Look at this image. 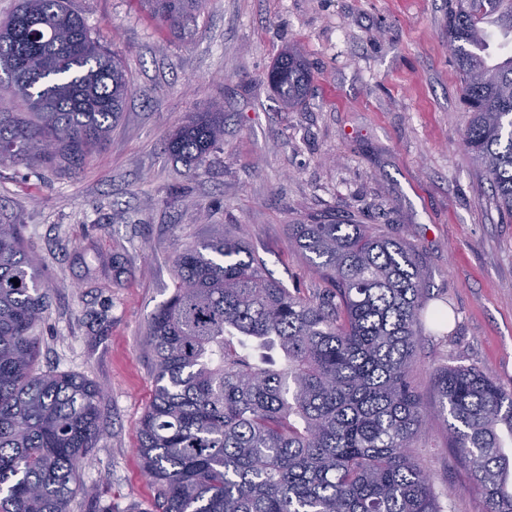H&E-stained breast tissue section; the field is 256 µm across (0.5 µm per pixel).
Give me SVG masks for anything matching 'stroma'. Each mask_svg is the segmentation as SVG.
I'll list each match as a JSON object with an SVG mask.
<instances>
[{
    "label": "stroma",
    "mask_w": 512,
    "mask_h": 512,
    "mask_svg": "<svg viewBox=\"0 0 512 512\" xmlns=\"http://www.w3.org/2000/svg\"><path fill=\"white\" fill-rule=\"evenodd\" d=\"M121 56L134 93L107 147L79 174L0 165V223L22 225L51 306L44 370L102 390L108 432L78 468L74 512H154L137 455L152 390L148 322L173 291L183 245L223 225L287 288L328 283L289 225L355 215L414 245L443 327L427 325L414 373L477 367L512 387V223L463 147L469 114L448 51V0H209L188 30L160 29L135 0H71ZM297 47L313 82L279 107L266 74ZM224 110V142L198 174L163 149L186 116ZM449 512H485L439 418L417 450Z\"/></svg>",
    "instance_id": "obj_1"
}]
</instances>
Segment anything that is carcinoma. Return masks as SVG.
I'll use <instances>...</instances> for the list:
<instances>
[{"instance_id": "cac0c4a2", "label": "carcinoma", "mask_w": 512, "mask_h": 512, "mask_svg": "<svg viewBox=\"0 0 512 512\" xmlns=\"http://www.w3.org/2000/svg\"><path fill=\"white\" fill-rule=\"evenodd\" d=\"M139 2L176 35L208 0ZM495 33L512 35V0H449L465 150L512 217V53L486 55ZM267 82L291 110L311 72L288 50ZM3 85L0 164L71 173L107 143L133 93L69 0H19L0 21ZM223 141L224 111L211 107L164 150L195 172ZM288 231L331 288L289 290L222 230L173 260V292L147 325L154 392L138 429L156 512H446L413 452L426 417L412 382L427 299L417 250L334 214ZM49 307L35 251L19 225L0 224V512H71L77 468L105 431L98 385L35 371ZM433 380L486 512H512V388L476 367Z\"/></svg>"}]
</instances>
